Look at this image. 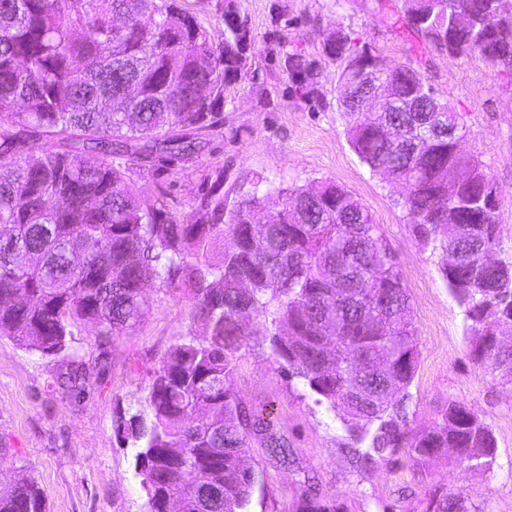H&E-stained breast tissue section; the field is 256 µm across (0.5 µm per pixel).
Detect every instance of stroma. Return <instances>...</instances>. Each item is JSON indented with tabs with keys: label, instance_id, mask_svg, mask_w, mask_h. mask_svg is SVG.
Masks as SVG:
<instances>
[{
	"label": "stroma",
	"instance_id": "obj_1",
	"mask_svg": "<svg viewBox=\"0 0 512 512\" xmlns=\"http://www.w3.org/2000/svg\"><path fill=\"white\" fill-rule=\"evenodd\" d=\"M247 17L252 48L247 73L224 92L223 124L209 131L201 153L188 160L135 162V190L162 197L176 216L187 215L206 174L224 172V196L236 200L242 185L264 177L283 185L332 181L368 208L390 244L410 296L419 360L402 402L403 425L418 435L431 428L449 401L481 415L497 452L490 475L463 471L454 459L413 465L396 453L367 462L363 445L315 404L301 379L274 363L269 348L248 343L239 354L233 387L250 411L272 410L287 436L294 463L284 468L259 443L247 466L263 476L249 512H299L305 480L317 485L336 512H426L439 486L475 501L486 512H512V383L476 366L462 309L450 294L437 257L412 232L398 205V189L373 173L351 149L338 102L339 68L323 54L327 36L341 31L370 47L392 67L430 61L426 80L469 129L462 149L474 155L496 188L499 261L512 262V78L479 56H451L422 49L383 20L378 0H233ZM302 49L317 63L313 97L301 100L283 71L284 53ZM237 131L235 138L225 128ZM149 311L128 332L100 339L78 324L69 341L83 362L85 391L58 390L65 369L0 336V488L28 466L48 512H147L148 497L135 473V450L115 430L118 417L139 409L151 376L186 334L205 339L192 319L193 292L149 285Z\"/></svg>",
	"mask_w": 512,
	"mask_h": 512
}]
</instances>
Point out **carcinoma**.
<instances>
[{
	"label": "carcinoma",
	"instance_id": "cac0c4a2",
	"mask_svg": "<svg viewBox=\"0 0 512 512\" xmlns=\"http://www.w3.org/2000/svg\"><path fill=\"white\" fill-rule=\"evenodd\" d=\"M394 24L450 55L477 54L512 76V0H400L382 3ZM231 4L217 39L179 0H0V336L43 355L69 349L76 322L118 336L149 310L143 290L194 289L193 317L205 341L182 337L154 371L149 413L118 417L117 433L138 448L137 474L149 512H248L257 478L241 468L250 438L281 463L288 438L270 414L247 411L232 384L247 337L303 380L315 403L337 417L365 455L402 452L414 464L457 448L456 461L482 476L493 469L491 426L450 401L426 433L398 421L418 364L411 305L391 248L370 213L343 187L255 183L224 204V172L206 175L189 220L130 186V163L190 159L224 112V90L242 75L250 28ZM324 55L339 63L346 138L371 171L400 187L413 232L438 256V269L463 308L471 359L512 383V352L495 347L512 319V265L479 269V249L496 248L493 185L481 163L456 150L468 135L457 112L418 66L392 68L343 32ZM282 68L309 98L316 61L295 49ZM389 78L394 111L355 107L361 72ZM426 99L441 112H412ZM53 135L60 149L41 152ZM270 213L255 233L249 217ZM229 241L212 260L209 248ZM58 380L84 391L82 363L67 357ZM359 384L363 403L344 398ZM307 483L302 510L325 512ZM0 512H47L28 467ZM427 512H485L445 488Z\"/></svg>",
	"mask_w": 512,
	"mask_h": 512
}]
</instances>
